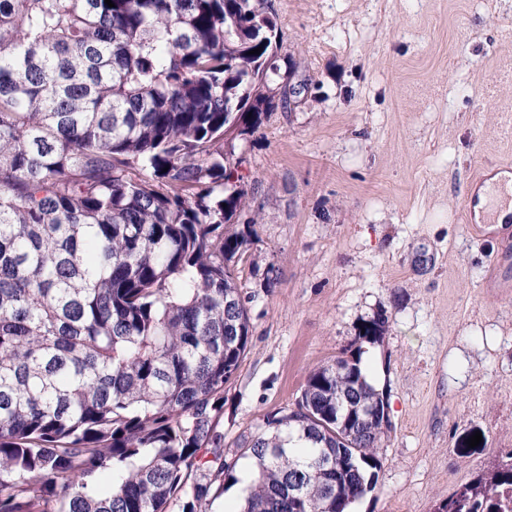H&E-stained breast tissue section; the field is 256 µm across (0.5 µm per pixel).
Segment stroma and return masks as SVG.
Returning a JSON list of instances; mask_svg holds the SVG:
<instances>
[{"label": "stroma", "mask_w": 512, "mask_h": 512, "mask_svg": "<svg viewBox=\"0 0 512 512\" xmlns=\"http://www.w3.org/2000/svg\"><path fill=\"white\" fill-rule=\"evenodd\" d=\"M268 4L270 87L304 89L231 145L256 224L239 273L252 337L224 389V453L294 409L309 370L381 309L369 367L392 430L352 512H434L512 450V287H485L497 245L463 213L478 169L512 165V0Z\"/></svg>", "instance_id": "1"}]
</instances>
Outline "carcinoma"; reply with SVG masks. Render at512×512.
<instances>
[{
    "instance_id": "cac0c4a2",
    "label": "carcinoma",
    "mask_w": 512,
    "mask_h": 512,
    "mask_svg": "<svg viewBox=\"0 0 512 512\" xmlns=\"http://www.w3.org/2000/svg\"><path fill=\"white\" fill-rule=\"evenodd\" d=\"M112 2L0 0V512H208L241 482L238 512H350L386 431L324 414L378 400L360 345L224 456L254 223L224 128L272 108L266 0ZM509 459L445 512H512Z\"/></svg>"
}]
</instances>
